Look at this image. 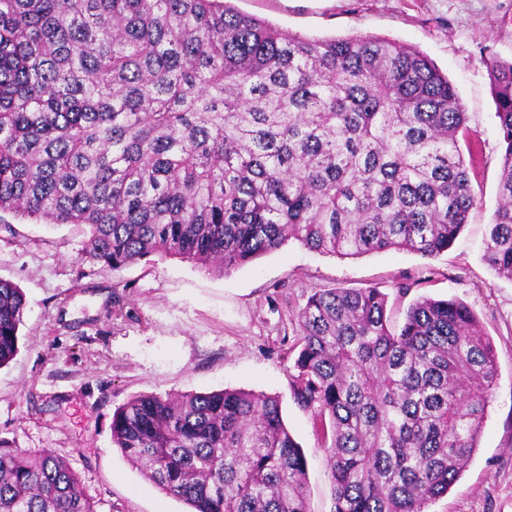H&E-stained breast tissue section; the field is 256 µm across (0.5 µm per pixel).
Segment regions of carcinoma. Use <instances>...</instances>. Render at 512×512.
Segmentation results:
<instances>
[{"label": "carcinoma", "instance_id": "obj_1", "mask_svg": "<svg viewBox=\"0 0 512 512\" xmlns=\"http://www.w3.org/2000/svg\"><path fill=\"white\" fill-rule=\"evenodd\" d=\"M488 73L502 149L482 259L512 279V60ZM467 113L426 55L282 31L226 0H0V223L80 224L114 271L175 256L229 271L294 239L340 257L435 258L477 204ZM26 300L0 279V366ZM289 375L330 459L331 512H427L479 448L495 351L459 299L393 331L376 288L298 315ZM112 444L192 512H307L278 398L141 394ZM0 512H96L65 459L0 438Z\"/></svg>", "mask_w": 512, "mask_h": 512}]
</instances>
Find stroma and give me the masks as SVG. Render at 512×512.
I'll use <instances>...</instances> for the list:
<instances>
[{
  "label": "stroma",
  "instance_id": "stroma-1",
  "mask_svg": "<svg viewBox=\"0 0 512 512\" xmlns=\"http://www.w3.org/2000/svg\"><path fill=\"white\" fill-rule=\"evenodd\" d=\"M231 4L294 34L384 37L432 59L458 91L477 150L467 224L432 259L394 249L341 258L291 240L222 273L176 257L114 271L81 262L83 228L13 218L0 232V278L23 290L27 308L19 351L0 367V438L69 461L97 512H188L113 447L115 409L138 394L275 395L307 460L308 510L331 512L328 457L288 386L299 311L318 290L376 288L397 327L419 297L457 298L491 338L499 378L477 452L428 512H512V280L481 259L501 163L487 61L512 60V0Z\"/></svg>",
  "mask_w": 512,
  "mask_h": 512
}]
</instances>
